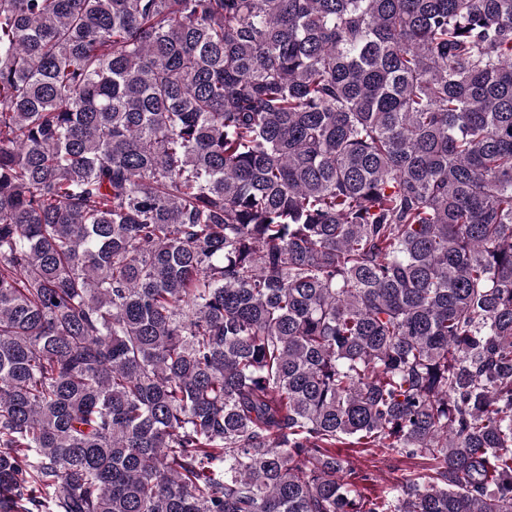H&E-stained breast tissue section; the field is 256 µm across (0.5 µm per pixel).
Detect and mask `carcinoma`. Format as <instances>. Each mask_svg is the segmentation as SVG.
I'll return each mask as SVG.
<instances>
[{
    "mask_svg": "<svg viewBox=\"0 0 512 512\" xmlns=\"http://www.w3.org/2000/svg\"><path fill=\"white\" fill-rule=\"evenodd\" d=\"M0 512H512V0H0ZM336 453L352 461L358 469L370 473L367 493H380L400 486L410 475L422 471L423 459L407 460L398 455L370 456L357 448H336Z\"/></svg>",
    "mask_w": 512,
    "mask_h": 512,
    "instance_id": "carcinoma-1",
    "label": "carcinoma"
}]
</instances>
